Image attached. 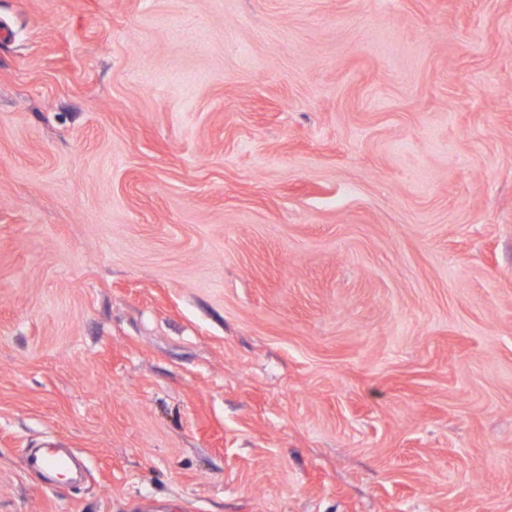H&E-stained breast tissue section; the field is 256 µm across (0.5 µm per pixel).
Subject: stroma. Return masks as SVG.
I'll use <instances>...</instances> for the list:
<instances>
[{
	"label": "stroma",
	"mask_w": 512,
	"mask_h": 512,
	"mask_svg": "<svg viewBox=\"0 0 512 512\" xmlns=\"http://www.w3.org/2000/svg\"><path fill=\"white\" fill-rule=\"evenodd\" d=\"M2 27L0 512H512V0ZM22 461L27 470H41L47 473H57L65 466V460L56 453L55 448H45L39 454H26Z\"/></svg>",
	"instance_id": "35a3bbf8"
}]
</instances>
